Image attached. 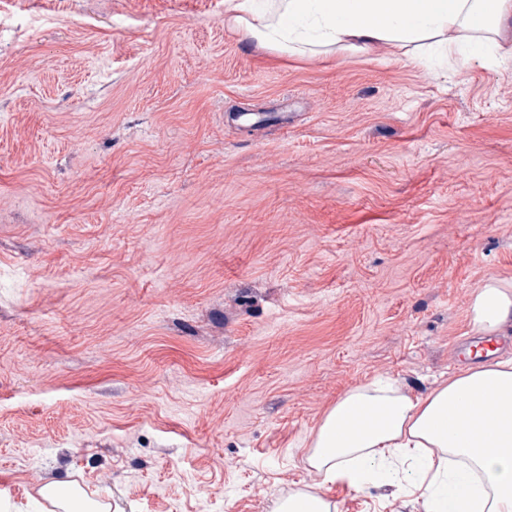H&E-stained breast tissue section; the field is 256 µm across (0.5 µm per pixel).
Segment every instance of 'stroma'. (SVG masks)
I'll return each mask as SVG.
<instances>
[{
  "label": "stroma",
  "instance_id": "1",
  "mask_svg": "<svg viewBox=\"0 0 512 512\" xmlns=\"http://www.w3.org/2000/svg\"><path fill=\"white\" fill-rule=\"evenodd\" d=\"M512 281V53L284 54L224 0H0V512H270ZM338 512H423L328 485ZM73 482L67 480L54 481L45 484L39 489V495L55 507H65L62 501L64 496H69L66 503V512H108L111 510L109 503H102L81 495L74 489Z\"/></svg>",
  "mask_w": 512,
  "mask_h": 512
}]
</instances>
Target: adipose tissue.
<instances>
[{
	"label": "adipose tissue",
	"mask_w": 512,
	"mask_h": 512,
	"mask_svg": "<svg viewBox=\"0 0 512 512\" xmlns=\"http://www.w3.org/2000/svg\"><path fill=\"white\" fill-rule=\"evenodd\" d=\"M224 17L280 52L385 42L450 55L467 39L479 59L512 41V0H268L255 15L250 0H224ZM471 324L483 336L512 325V282L475 290ZM304 462L320 483L276 499L272 512H336L327 484L388 485L394 497L419 496L424 512H512V359L460 369L423 396L384 379L352 387L323 416ZM39 494L65 512L111 509L67 480Z\"/></svg>",
	"instance_id": "ef3b65f1"
}]
</instances>
